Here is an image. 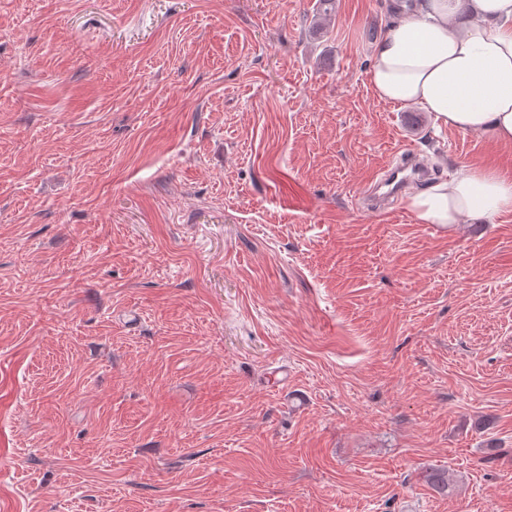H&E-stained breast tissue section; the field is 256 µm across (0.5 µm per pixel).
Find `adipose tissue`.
<instances>
[{"label":"adipose tissue","mask_w":512,"mask_h":512,"mask_svg":"<svg viewBox=\"0 0 512 512\" xmlns=\"http://www.w3.org/2000/svg\"><path fill=\"white\" fill-rule=\"evenodd\" d=\"M372 55L369 82L380 101L512 145V0H405ZM405 207L420 224H498L512 214V177L464 166Z\"/></svg>","instance_id":"obj_1"}]
</instances>
